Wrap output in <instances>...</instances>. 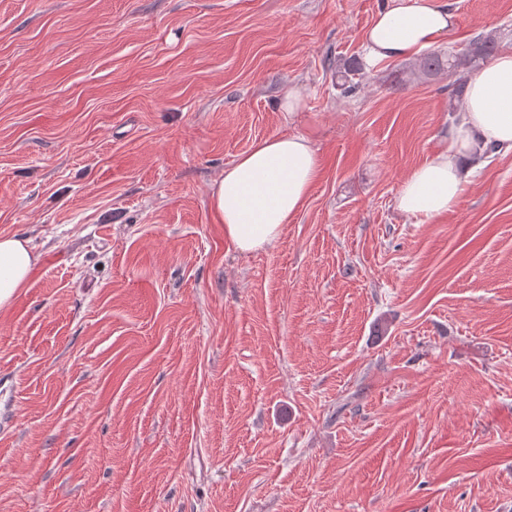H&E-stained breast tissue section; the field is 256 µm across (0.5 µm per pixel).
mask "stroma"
Masks as SVG:
<instances>
[{"mask_svg":"<svg viewBox=\"0 0 512 512\" xmlns=\"http://www.w3.org/2000/svg\"><path fill=\"white\" fill-rule=\"evenodd\" d=\"M512 50V0H442ZM391 0H0V512H512V153L396 206L446 71L364 64ZM301 103L279 106L286 90ZM322 176L239 252L213 183L264 138ZM41 255L30 241L0 235V309L8 307L38 267Z\"/></svg>","mask_w":512,"mask_h":512,"instance_id":"stroma-1","label":"stroma"}]
</instances>
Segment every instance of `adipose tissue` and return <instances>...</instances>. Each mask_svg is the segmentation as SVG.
<instances>
[{
    "mask_svg": "<svg viewBox=\"0 0 512 512\" xmlns=\"http://www.w3.org/2000/svg\"><path fill=\"white\" fill-rule=\"evenodd\" d=\"M456 16L434 0H396L368 27L369 61L410 59L455 28ZM512 152V52H504L468 81L463 110L448 131V146L429 156L402 183L396 204L417 217L442 215L459 203L477 150ZM322 173L311 139L277 135L256 142L214 183L209 208L224 238L243 253L273 245L303 209ZM29 240L0 235V309L8 307L38 267Z\"/></svg>",
    "mask_w": 512,
    "mask_h": 512,
    "instance_id": "obj_1",
    "label": "adipose tissue"
}]
</instances>
